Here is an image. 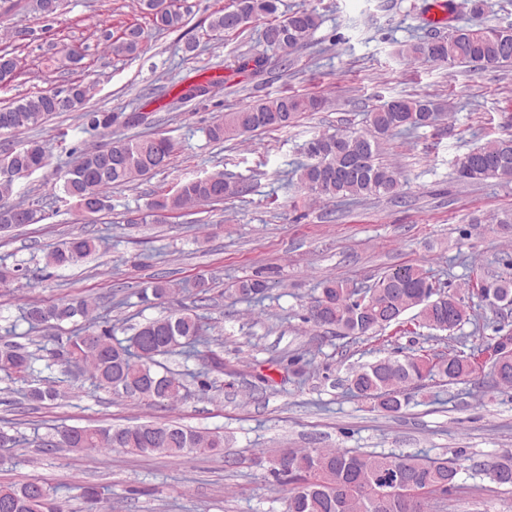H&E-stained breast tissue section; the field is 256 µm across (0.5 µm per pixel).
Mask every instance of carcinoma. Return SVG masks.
Masks as SVG:
<instances>
[{
  "mask_svg": "<svg viewBox=\"0 0 512 512\" xmlns=\"http://www.w3.org/2000/svg\"><path fill=\"white\" fill-rule=\"evenodd\" d=\"M160 31H177L185 24L186 13L178 0H142ZM279 0H233V4L213 14L211 31L239 34L251 24L264 21L263 41L288 58L292 50L303 44L317 28L314 11L301 10L283 18L278 16ZM109 47L116 56L136 57L142 51V32L128 28L115 37L107 35ZM401 55L412 62L477 63L495 65L512 62V25L485 27L472 25L456 29L451 35L436 40L411 42ZM17 58L9 47H0V83L15 78ZM224 84L207 79L188 86L181 99L192 100L211 93ZM92 87L73 84L65 96L43 92L0 106V132H17L42 123L63 111L83 109ZM327 106L321 96L282 94L261 99L230 112L224 121L208 129L214 142L231 140L258 131L286 129L305 112H320ZM443 117L441 104L418 96L398 97L368 114V129L363 133L317 135L306 144L311 162L301 167L299 180L317 199L339 197H371L394 194L400 186L396 167L378 161L380 140L430 127ZM76 161L64 175L62 192L65 201L85 213H98L108 208L106 190L122 186L167 167L174 152L165 137L142 140H117L105 149H71ZM47 154L43 146L31 142L19 149L0 153V232L38 221V210L21 202L9 203L15 181L44 167ZM455 173L466 183L490 178L512 180V137L496 138L469 150L456 159ZM239 193V188L218 171L180 183L171 194L153 201L149 215L178 213L201 203H216ZM99 240L75 235L46 254V265H76L97 250ZM267 281L247 278L234 284V291L257 302L266 298ZM319 294L309 307L308 319L319 327H335L342 335L359 338L378 328L400 321L409 310H416L414 320L428 329L454 332L471 321L462 299L454 293L438 289L435 281L421 266L407 264L380 277L364 291L347 287L343 281L327 277L318 284ZM177 284L159 279L152 283L151 293L157 299L176 294ZM477 297L495 309L507 302L512 305V280L483 282ZM90 303L81 298L63 299L44 306L34 302L26 307L24 319L33 328L51 326L77 317L85 322L83 330L69 338L57 356L82 364L93 382L140 403L172 407L182 398L183 384L175 374L157 370L156 357L172 353L192 355L204 342V328L198 315L189 309H175L167 315L141 325L123 343L114 337V329L98 324ZM476 349L468 355L453 349L444 354L412 352L401 357L388 356L356 371L350 387L355 396L378 403L389 395L402 406L404 392L427 379L437 378L444 384L466 383L475 373ZM38 357L21 347L0 345V371L20 380L35 372ZM495 385L512 389V355L489 363ZM61 395L54 386L35 387L28 391L32 402L53 401ZM59 443L74 448L102 452L117 448L133 455H164L176 460L202 455H216L224 447V436L200 432L174 422H147L123 428L72 427L59 432V437L42 440V447L55 448ZM282 468L273 470L285 476L292 487L285 497V512H405L399 498L378 499V488L386 485L387 474L395 467L402 469L406 484L422 490L413 512H427L438 494H446L455 486L458 470L448 460L418 453L363 454L340 448H299L285 450ZM486 472L499 485L512 486V453L495 457ZM0 512H61L54 491L39 481L22 484H0Z\"/></svg>",
  "mask_w": 512,
  "mask_h": 512,
  "instance_id": "obj_1",
  "label": "carcinoma"
}]
</instances>
